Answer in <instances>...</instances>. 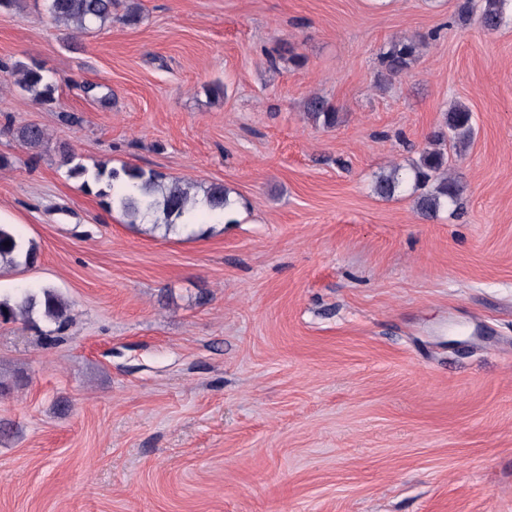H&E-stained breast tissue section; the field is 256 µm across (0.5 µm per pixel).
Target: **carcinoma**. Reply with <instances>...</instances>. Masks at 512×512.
Listing matches in <instances>:
<instances>
[{"label":"carcinoma","instance_id":"1","mask_svg":"<svg viewBox=\"0 0 512 512\" xmlns=\"http://www.w3.org/2000/svg\"><path fill=\"white\" fill-rule=\"evenodd\" d=\"M512 0H460L459 11L464 15L476 13L480 24L487 30H496L504 22L509 2ZM117 0H46V12L53 24L78 32H89L112 23V11ZM419 43L402 39L391 44L381 56L384 70L391 76L406 71L416 59ZM15 83L23 90L45 101H54L57 80L39 67L18 64L11 72ZM307 118L324 127L336 124V109L324 98L313 97L307 103ZM474 134L472 113L462 105L445 113L443 124L430 138V146L423 149L417 160L408 166L395 165L380 173L374 183L377 196L390 199L407 191L413 195L417 213L424 219H433L450 207L462 208V189L448 173L447 142L460 150ZM14 135L21 143L35 147L45 138V131L36 125L16 129ZM69 176L83 179L86 189L98 185L96 195L111 201L135 224L149 218L154 227H162L165 234L177 228L176 221L185 215L196 216L200 208L211 217L220 219L232 212L234 201L229 190L220 183L208 186L191 182L165 181L163 175L137 167L124 166L115 169L106 163L97 165L91 172L74 163V156H67ZM38 259V250L31 242H25L9 226L0 224V268L30 266ZM39 312L60 327L71 320L68 303L53 289L38 291L24 288L12 296L0 297V318L9 321L28 318Z\"/></svg>","mask_w":512,"mask_h":512}]
</instances>
